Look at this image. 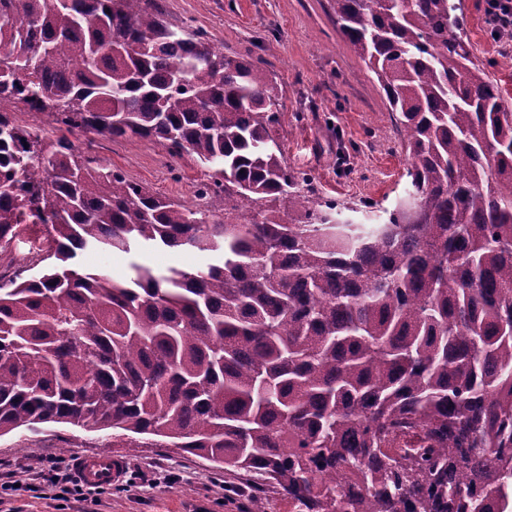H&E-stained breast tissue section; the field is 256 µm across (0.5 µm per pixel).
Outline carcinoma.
<instances>
[{
  "mask_svg": "<svg viewBox=\"0 0 512 512\" xmlns=\"http://www.w3.org/2000/svg\"><path fill=\"white\" fill-rule=\"evenodd\" d=\"M334 2L408 160L378 224L288 168L263 61L153 0H0V255L27 221L48 241L37 275L0 287V434L151 440L266 476L297 512H512V106L456 0ZM32 110L61 135L15 121ZM74 134L196 156V196L224 194L226 220ZM134 244L213 260L126 280L69 264Z\"/></svg>",
  "mask_w": 512,
  "mask_h": 512,
  "instance_id": "carcinoma-1",
  "label": "carcinoma"
}]
</instances>
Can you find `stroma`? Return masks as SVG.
<instances>
[{
    "label": "stroma",
    "instance_id": "obj_1",
    "mask_svg": "<svg viewBox=\"0 0 512 512\" xmlns=\"http://www.w3.org/2000/svg\"><path fill=\"white\" fill-rule=\"evenodd\" d=\"M175 30L203 31L226 56L250 55L268 62L283 90L276 136L288 166L310 175L320 197L353 208L354 222L375 224L394 208L407 186V159L392 125L375 75L352 52L336 24L334 0H156ZM472 52L512 102V39L492 35L483 0H460ZM77 152L92 153L103 166L123 173L153 193L201 207L223 220L224 199H198L205 168L195 156L170 154L163 145L139 139L94 141L74 137ZM204 255L186 250L90 251L75 264L116 277L130 263L187 269ZM101 433L62 424H43L0 436V479L20 492L0 503V512H248L262 496L267 512H295L277 485L220 468L173 448H125L121 482L89 485L85 500L67 497L73 468L82 455L103 454Z\"/></svg>",
    "mask_w": 512,
    "mask_h": 512
}]
</instances>
